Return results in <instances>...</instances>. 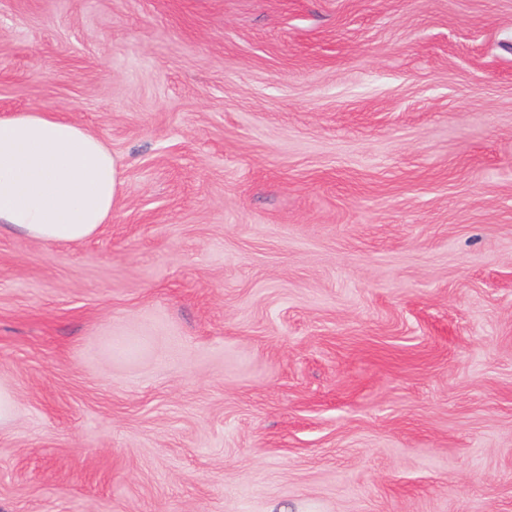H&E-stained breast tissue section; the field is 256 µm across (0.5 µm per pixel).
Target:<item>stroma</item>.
Returning <instances> with one entry per match:
<instances>
[{
  "label": "stroma",
  "instance_id": "35a3bbf8",
  "mask_svg": "<svg viewBox=\"0 0 512 512\" xmlns=\"http://www.w3.org/2000/svg\"><path fill=\"white\" fill-rule=\"evenodd\" d=\"M123 164L0 236V512H512V0H0V114Z\"/></svg>",
  "mask_w": 512,
  "mask_h": 512
}]
</instances>
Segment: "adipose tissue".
<instances>
[{
	"label": "adipose tissue",
	"instance_id": "obj_1",
	"mask_svg": "<svg viewBox=\"0 0 512 512\" xmlns=\"http://www.w3.org/2000/svg\"><path fill=\"white\" fill-rule=\"evenodd\" d=\"M118 157L82 125L32 108L0 116V235L80 242L112 219Z\"/></svg>",
	"mask_w": 512,
	"mask_h": 512
}]
</instances>
